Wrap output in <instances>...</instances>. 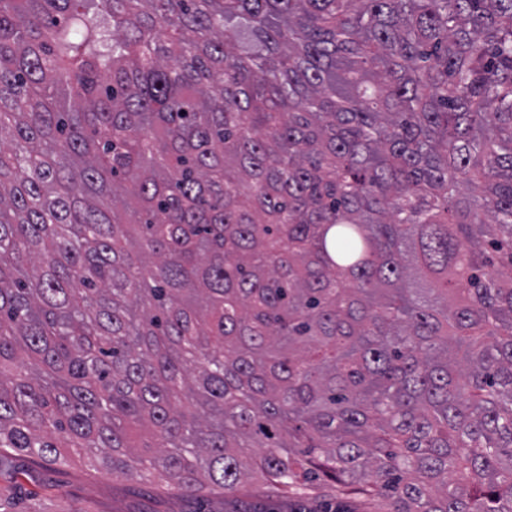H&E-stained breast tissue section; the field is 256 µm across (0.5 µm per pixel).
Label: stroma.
Returning <instances> with one entry per match:
<instances>
[{"label":"stroma","instance_id":"1","mask_svg":"<svg viewBox=\"0 0 512 512\" xmlns=\"http://www.w3.org/2000/svg\"><path fill=\"white\" fill-rule=\"evenodd\" d=\"M65 463L24 454L0 470V506L8 512H278L284 497L268 495L252 479L233 494L208 489L196 495L152 476L129 479L102 463L99 452L66 451Z\"/></svg>","mask_w":512,"mask_h":512}]
</instances>
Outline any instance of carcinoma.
<instances>
[{
  "label": "carcinoma",
  "instance_id": "obj_1",
  "mask_svg": "<svg viewBox=\"0 0 512 512\" xmlns=\"http://www.w3.org/2000/svg\"><path fill=\"white\" fill-rule=\"evenodd\" d=\"M505 266L512 0H0V464L512 512Z\"/></svg>",
  "mask_w": 512,
  "mask_h": 512
}]
</instances>
